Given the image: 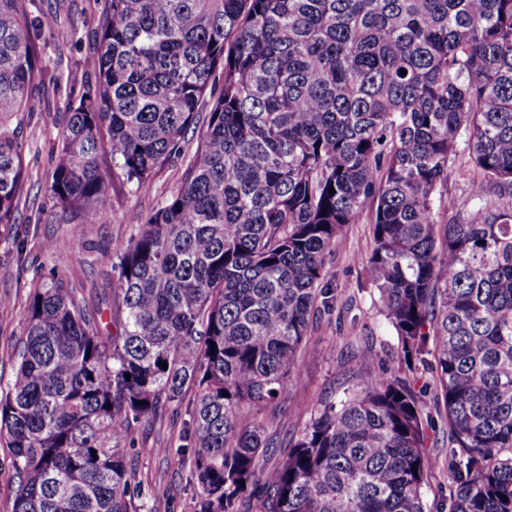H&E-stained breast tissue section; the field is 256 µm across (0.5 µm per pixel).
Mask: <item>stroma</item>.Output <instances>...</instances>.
I'll return each instance as SVG.
<instances>
[{
	"label": "stroma",
	"mask_w": 512,
	"mask_h": 512,
	"mask_svg": "<svg viewBox=\"0 0 512 512\" xmlns=\"http://www.w3.org/2000/svg\"><path fill=\"white\" fill-rule=\"evenodd\" d=\"M109 0H42L45 27L42 33L41 83L30 95L33 121L20 129L24 144L25 181L15 221L0 224V297L9 298V308L0 309V389H6L14 373L16 354L26 333V307L30 289L48 271L62 274L78 290L88 313L105 311L117 273L102 260L117 242L135 236L146 217L165 205L180 183L197 143L189 141L186 157L158 170L148 191L134 192L114 183L112 205L99 223H81L76 214L62 211L50 191L51 172L57 161V135L72 101L89 79L86 61L93 56ZM68 28L70 38H54L57 27ZM83 237L86 251L73 249L74 237ZM53 239L52 251H44V239ZM23 251H16V243ZM373 246L370 214L361 212L347 225L336 251L327 258L336 293V310L310 326L298 356L296 387L281 394L258 413L280 434L299 433L304 420L295 406L308 410L323 402L340 400L380 371L412 372L418 384L432 382L429 367L406 369L401 344L386 321L371 286L366 257ZM376 350V362L362 364L359 352L365 346ZM182 419L163 414L136 427L135 446L129 452L137 504L148 506L157 497L168 500L170 512H196V496L189 483L191 463L175 453L185 443ZM172 448L169 456L156 454V447Z\"/></svg>",
	"instance_id": "1"
}]
</instances>
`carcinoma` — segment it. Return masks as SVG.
Returning a JSON list of instances; mask_svg holds the SVG:
<instances>
[{
    "mask_svg": "<svg viewBox=\"0 0 512 512\" xmlns=\"http://www.w3.org/2000/svg\"><path fill=\"white\" fill-rule=\"evenodd\" d=\"M42 27L32 0H0V224ZM88 66L49 186L81 223L112 205L106 170L140 192L198 143L112 248L115 333L62 276L32 287L0 394L12 512H138L132 433L167 411L189 416L197 512H426L431 431L436 512H512V0H110ZM462 135L466 209L447 192ZM366 208L370 280L405 360L433 359V406L382 372L284 438L245 407L296 385L333 308L327 256ZM446 444V437L443 438L441 433L436 435L431 433L425 448L426 454L433 460L436 459L439 464V467L432 470L429 485L425 491V501L429 510L433 512H435L434 505L448 496V473L442 468V460L447 450Z\"/></svg>",
    "mask_w": 512,
    "mask_h": 512,
    "instance_id": "obj_1",
    "label": "carcinoma"
}]
</instances>
